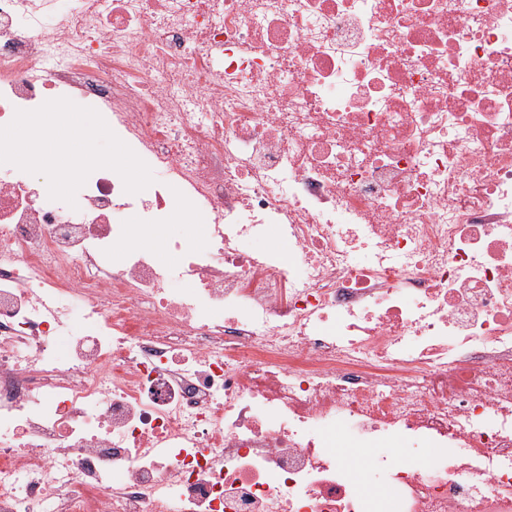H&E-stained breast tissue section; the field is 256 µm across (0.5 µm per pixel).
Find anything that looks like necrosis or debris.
Returning <instances> with one entry per match:
<instances>
[{"mask_svg":"<svg viewBox=\"0 0 512 512\" xmlns=\"http://www.w3.org/2000/svg\"><path fill=\"white\" fill-rule=\"evenodd\" d=\"M52 101L151 176L0 140V512H512V0H0Z\"/></svg>","mask_w":512,"mask_h":512,"instance_id":"obj_1","label":"necrosis or debris"}]
</instances>
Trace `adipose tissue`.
Instances as JSON below:
<instances>
[{
  "label": "adipose tissue",
  "instance_id": "obj_1",
  "mask_svg": "<svg viewBox=\"0 0 512 512\" xmlns=\"http://www.w3.org/2000/svg\"><path fill=\"white\" fill-rule=\"evenodd\" d=\"M57 121L63 124L60 138L54 142L34 144L36 129ZM90 122L91 118L86 114L51 103L34 119L22 123L18 129L7 132L6 137L19 147L22 159L35 167L51 165L58 169L73 171L89 163L108 167L117 160L132 180H139L138 169L122 148L116 147L108 153L99 154L88 147L81 137V131Z\"/></svg>",
  "mask_w": 512,
  "mask_h": 512
}]
</instances>
